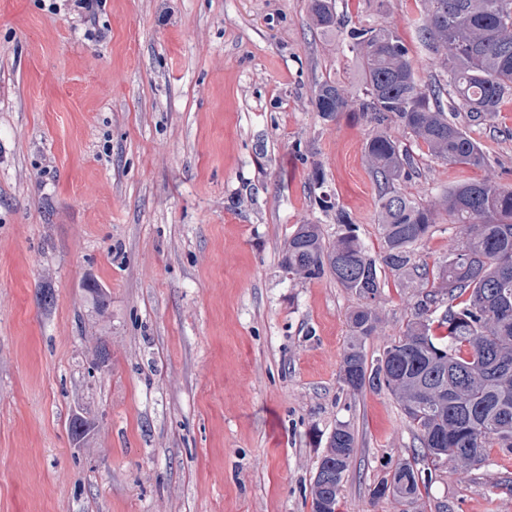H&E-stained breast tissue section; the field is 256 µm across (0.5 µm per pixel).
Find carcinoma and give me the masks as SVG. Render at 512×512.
<instances>
[{
	"label": "carcinoma",
	"instance_id": "obj_1",
	"mask_svg": "<svg viewBox=\"0 0 512 512\" xmlns=\"http://www.w3.org/2000/svg\"><path fill=\"white\" fill-rule=\"evenodd\" d=\"M309 11L324 35L344 28L336 0H310ZM421 35L450 76L448 90L421 85L398 32L375 26L347 32L360 87L326 80L312 92L325 121L356 104L373 125L364 156L378 184L379 254L360 238L351 214L321 196L322 209L334 212L336 240H326L319 224H298L283 245L282 266L303 282L329 275L362 300L348 316L350 339L340 367L346 390L390 392L433 467L468 469L484 463L487 448L512 453V188L468 181L450 186L431 206L418 203L399 189L418 173L415 159L389 129L409 132L450 164L486 165L480 143L448 119L439 99L448 94L470 125L479 126L512 96V0H427ZM441 211L463 229L465 242L430 268L416 260L415 248ZM384 268L420 292L402 336L370 363L364 340L380 321ZM355 450L353 430L336 424L312 477L311 512H337ZM422 483L421 471L402 462L372 496L415 504Z\"/></svg>",
	"mask_w": 512,
	"mask_h": 512
}]
</instances>
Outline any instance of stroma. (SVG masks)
<instances>
[{
    "mask_svg": "<svg viewBox=\"0 0 512 512\" xmlns=\"http://www.w3.org/2000/svg\"><path fill=\"white\" fill-rule=\"evenodd\" d=\"M337 7L347 27L396 28L422 84L447 83L420 41L423 0ZM329 79L361 73L309 0H104L91 22L0 0V512H310L340 422L357 450L338 512H512L498 448L434 472L423 504L372 497L398 463H428L391 393L342 386L359 298L281 266L295 225L335 239L324 192L381 245L373 128L322 119L311 91ZM393 135L417 162L400 184L413 200L512 186V100L472 130L481 170ZM463 240L443 215L416 254L432 264ZM382 279L370 359L417 295Z\"/></svg>",
    "mask_w": 512,
    "mask_h": 512,
    "instance_id": "obj_1",
    "label": "stroma"
}]
</instances>
